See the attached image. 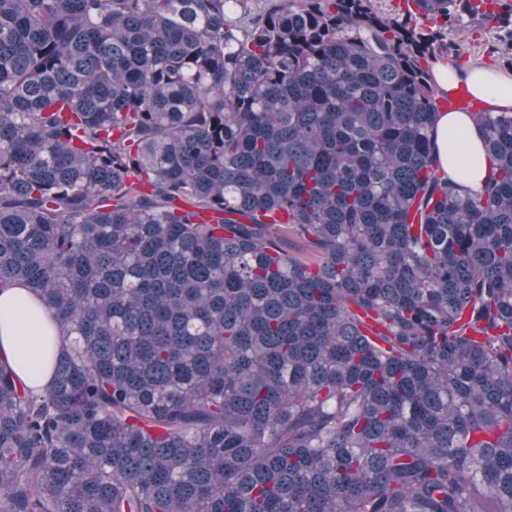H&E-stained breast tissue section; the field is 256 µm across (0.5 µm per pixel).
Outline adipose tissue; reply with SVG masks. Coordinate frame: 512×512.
Listing matches in <instances>:
<instances>
[{
	"label": "adipose tissue",
	"instance_id": "1",
	"mask_svg": "<svg viewBox=\"0 0 512 512\" xmlns=\"http://www.w3.org/2000/svg\"><path fill=\"white\" fill-rule=\"evenodd\" d=\"M433 75L438 93L450 102L437 123L441 167L449 178L480 192L487 166L482 136L470 112L484 105L512 108V77L480 68L462 72L440 62L434 65ZM53 331L52 319L26 289L13 286L0 291V353L31 387H44L50 379L44 344Z\"/></svg>",
	"mask_w": 512,
	"mask_h": 512
}]
</instances>
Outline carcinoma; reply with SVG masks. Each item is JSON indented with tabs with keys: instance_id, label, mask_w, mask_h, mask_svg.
Here are the masks:
<instances>
[{
	"instance_id": "carcinoma-1",
	"label": "carcinoma",
	"mask_w": 512,
	"mask_h": 512,
	"mask_svg": "<svg viewBox=\"0 0 512 512\" xmlns=\"http://www.w3.org/2000/svg\"><path fill=\"white\" fill-rule=\"evenodd\" d=\"M269 2L0 0V512H512V112L473 195L428 70L512 5ZM54 324L25 288H5L0 293V349L20 378L41 388L50 379L49 355L44 344L49 335L54 346Z\"/></svg>"
}]
</instances>
